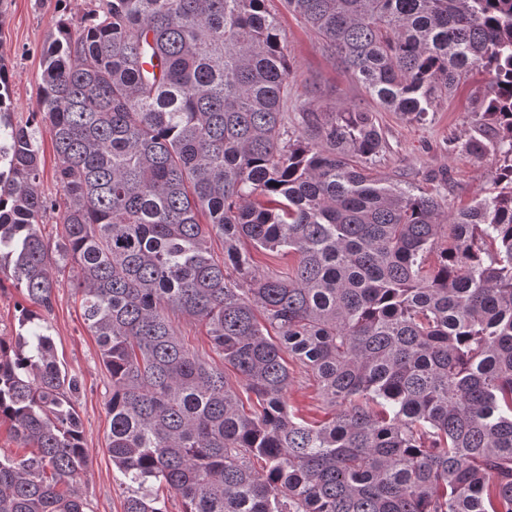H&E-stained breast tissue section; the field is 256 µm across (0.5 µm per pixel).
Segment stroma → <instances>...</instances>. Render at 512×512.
I'll list each match as a JSON object with an SVG mask.
<instances>
[{
    "label": "stroma",
    "instance_id": "1",
    "mask_svg": "<svg viewBox=\"0 0 512 512\" xmlns=\"http://www.w3.org/2000/svg\"><path fill=\"white\" fill-rule=\"evenodd\" d=\"M100 5L101 0H0V65L11 82L14 123L28 125L36 121L41 55L56 21L64 17L80 21ZM267 6L278 16L290 51L289 82L294 96L314 98L327 110L354 103L370 110L387 143L376 173L440 194L451 213L492 191L490 177L499 165L498 154L492 149L480 154L464 149L471 138H493L474 111L476 97L490 87L487 74H473L435 111L413 120L387 111L371 98L322 50L315 35L286 11L283 0H268ZM74 279L71 272L60 275L47 316L60 361L83 381L76 408L85 429L89 463L72 484L86 499L87 512H123L126 492L106 451L110 430L107 373L96 341L84 323ZM173 325L190 350L223 369L227 384L237 393H244L243 377L226 366L222 356L211 348L201 324L177 317ZM290 373L291 407L306 417H322L324 405L310 373L296 362L291 363Z\"/></svg>",
    "mask_w": 512,
    "mask_h": 512
}]
</instances>
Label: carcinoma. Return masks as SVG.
Listing matches in <instances>:
<instances>
[{"mask_svg": "<svg viewBox=\"0 0 512 512\" xmlns=\"http://www.w3.org/2000/svg\"><path fill=\"white\" fill-rule=\"evenodd\" d=\"M337 64L421 120L474 70L494 190L451 216L376 177L372 115L296 99L267 0H104L43 53L60 238L40 231L41 140L0 66V271L36 310L0 336V512H86L82 381L42 324L76 268L108 375L124 512H512V0H284ZM222 241L224 258L213 242ZM291 257L256 272L245 247ZM204 324L246 409L172 321ZM329 409L288 405L286 357ZM262 461V471L255 462Z\"/></svg>", "mask_w": 512, "mask_h": 512, "instance_id": "cac0c4a2", "label": "carcinoma"}]
</instances>
